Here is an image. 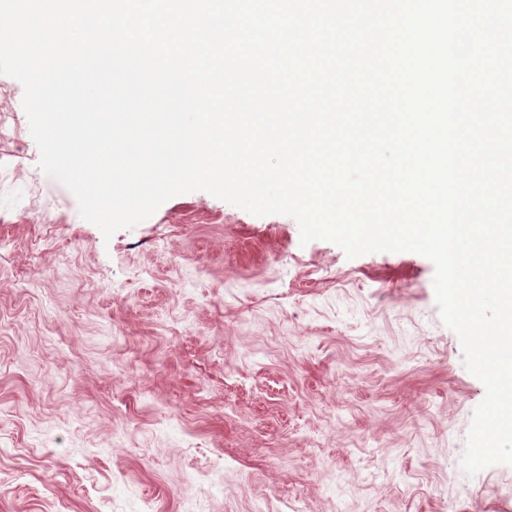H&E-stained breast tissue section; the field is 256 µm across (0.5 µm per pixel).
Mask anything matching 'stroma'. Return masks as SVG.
I'll list each match as a JSON object with an SVG mask.
<instances>
[{
	"label": "stroma",
	"instance_id": "obj_1",
	"mask_svg": "<svg viewBox=\"0 0 512 512\" xmlns=\"http://www.w3.org/2000/svg\"><path fill=\"white\" fill-rule=\"evenodd\" d=\"M0 75V512H512L434 265L197 191L104 238Z\"/></svg>",
	"mask_w": 512,
	"mask_h": 512
}]
</instances>
